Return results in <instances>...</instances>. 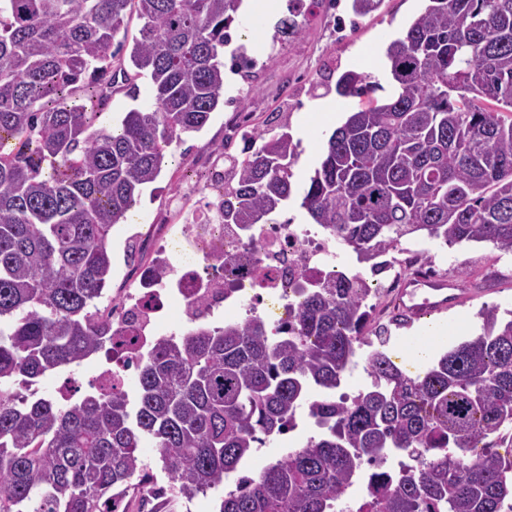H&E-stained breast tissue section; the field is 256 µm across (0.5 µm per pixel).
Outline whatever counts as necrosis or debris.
Wrapping results in <instances>:
<instances>
[{
    "label": "necrosis or debris",
    "instance_id": "1",
    "mask_svg": "<svg viewBox=\"0 0 512 512\" xmlns=\"http://www.w3.org/2000/svg\"><path fill=\"white\" fill-rule=\"evenodd\" d=\"M192 238L193 255L165 257L167 276L143 271L135 294L110 299L113 330L126 344L100 357L93 375L97 384L125 385L159 339V323L171 305L187 308L194 298L205 297V306L194 314L198 321L215 315L232 321L267 300L288 311L301 299L299 286L333 277L344 265L336 240L308 224H257L240 236L214 218L193 229ZM245 251L252 252L251 262L225 268V255Z\"/></svg>",
    "mask_w": 512,
    "mask_h": 512
}]
</instances>
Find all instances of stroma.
<instances>
[{"label": "stroma", "instance_id": "35a3bbf8", "mask_svg": "<svg viewBox=\"0 0 512 512\" xmlns=\"http://www.w3.org/2000/svg\"><path fill=\"white\" fill-rule=\"evenodd\" d=\"M351 3L352 0H283L277 18L264 21L259 34L261 43L254 53L256 67L248 75L225 79L223 105L200 131L182 135L166 147V163L160 176L144 189L126 223L113 227L109 295L137 287V280L129 276L133 263L147 264L153 258L149 251L130 258L131 246L151 236L156 247L174 248L181 239L183 225L190 223L193 215H206L205 204L212 198L210 175L219 165L213 145L224 144L227 153L238 154L243 137L253 127L287 126L298 145L299 160L292 178V196L276 218L281 222H309L301 200L334 131L333 126L318 121L315 110L335 103L344 119L361 104L354 97L324 94L322 82L333 83L342 73L355 71L390 87L386 48L424 7V0H383L377 11L358 17L353 14ZM293 12L304 15L302 35L289 45L274 42L280 20ZM157 224L170 225V234L154 236L153 227ZM423 245L426 257L435 263L441 276L459 281L470 296L449 312L409 324L389 308L386 294L375 297V304L383 306L384 311L371 313L366 331L371 334L384 328L380 350L410 376L425 372L427 365L406 356L407 338L447 323L458 327L451 337L456 344L479 333L481 308L512 310V253L502 256L487 244L473 242L450 247L427 239ZM296 420L295 434L277 436L254 449L239 466V474L279 459L314 433V423L306 411H299Z\"/></svg>", "mask_w": 512, "mask_h": 512}]
</instances>
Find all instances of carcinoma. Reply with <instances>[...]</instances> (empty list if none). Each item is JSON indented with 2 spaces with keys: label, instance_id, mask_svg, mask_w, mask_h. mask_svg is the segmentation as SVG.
Listing matches in <instances>:
<instances>
[{
  "label": "carcinoma",
  "instance_id": "1",
  "mask_svg": "<svg viewBox=\"0 0 512 512\" xmlns=\"http://www.w3.org/2000/svg\"><path fill=\"white\" fill-rule=\"evenodd\" d=\"M242 0H0V512H119L135 486L192 501L224 484L297 409L322 433L224 492L219 512H336L359 470L380 479L360 512H501L512 501V318L423 375L375 350L371 387L336 399L364 342L368 289L341 275L303 289L288 324L264 317L162 338L135 371V399L92 386L61 400L21 389L112 347L95 301L112 280L111 232L162 171L163 146L224 103L221 54ZM140 37L112 48L125 17ZM303 29L296 14L276 37ZM394 91L347 71L335 92L369 97L327 142L301 207L371 270L404 239L512 253V0H427L386 49ZM147 78L151 109L120 128L100 107ZM298 145L258 128L224 159L232 181L207 204L246 232L292 194ZM152 442L165 489L149 486ZM485 452L472 458L474 443ZM411 463L393 475L389 455Z\"/></svg>",
  "mask_w": 512,
  "mask_h": 512
}]
</instances>
